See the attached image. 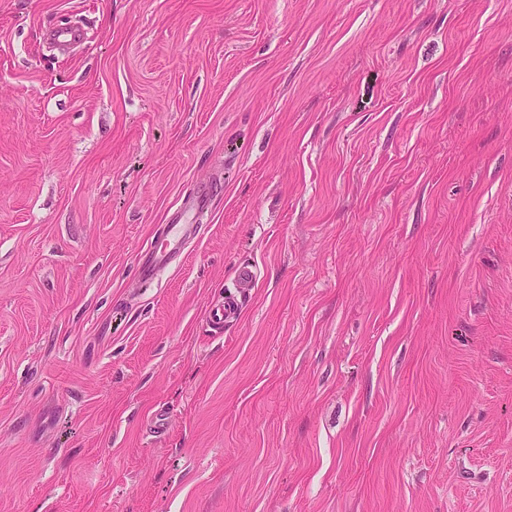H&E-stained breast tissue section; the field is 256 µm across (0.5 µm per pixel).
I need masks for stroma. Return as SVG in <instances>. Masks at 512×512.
I'll use <instances>...</instances> for the list:
<instances>
[{
    "instance_id": "35a3bbf8",
    "label": "stroma",
    "mask_w": 512,
    "mask_h": 512,
    "mask_svg": "<svg viewBox=\"0 0 512 512\" xmlns=\"http://www.w3.org/2000/svg\"><path fill=\"white\" fill-rule=\"evenodd\" d=\"M0 512H512V0H0ZM211 203L209 190H197L183 196L170 214L166 239L156 241L144 249L137 263L138 276L141 281L155 278L157 272L169 266L176 252L180 251L186 240L195 234L197 225L190 218L200 212L208 211Z\"/></svg>"
}]
</instances>
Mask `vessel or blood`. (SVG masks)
<instances>
[{
	"label": "vessel or blood",
	"instance_id": "vessel-or-blood-1",
	"mask_svg": "<svg viewBox=\"0 0 512 512\" xmlns=\"http://www.w3.org/2000/svg\"><path fill=\"white\" fill-rule=\"evenodd\" d=\"M210 203L211 193L207 190L186 194L176 203L170 214L166 238L152 243L139 256L137 270L140 280H151L159 270L168 267L176 252L180 251L186 240L196 232L197 226L192 223V216L208 210Z\"/></svg>",
	"mask_w": 512,
	"mask_h": 512
}]
</instances>
